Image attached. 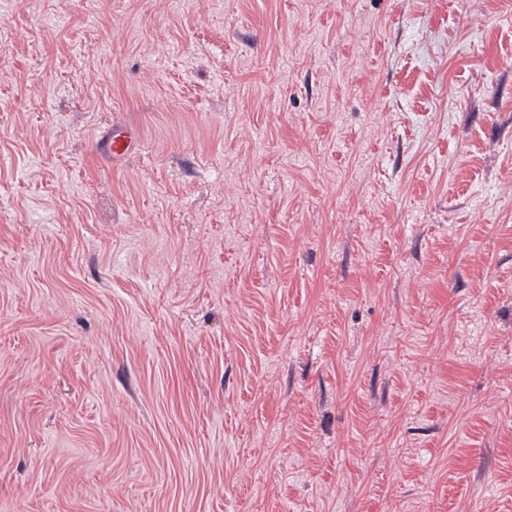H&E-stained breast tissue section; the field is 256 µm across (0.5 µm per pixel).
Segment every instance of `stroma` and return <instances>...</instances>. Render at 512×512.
I'll return each mask as SVG.
<instances>
[{
  "label": "stroma",
  "mask_w": 512,
  "mask_h": 512,
  "mask_svg": "<svg viewBox=\"0 0 512 512\" xmlns=\"http://www.w3.org/2000/svg\"><path fill=\"white\" fill-rule=\"evenodd\" d=\"M0 512H512V0H0Z\"/></svg>",
  "instance_id": "1"
}]
</instances>
